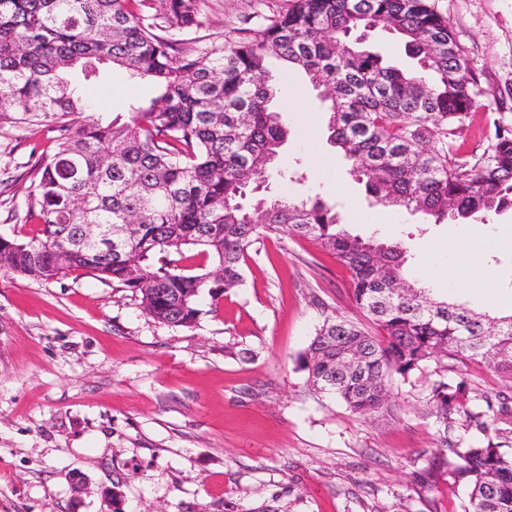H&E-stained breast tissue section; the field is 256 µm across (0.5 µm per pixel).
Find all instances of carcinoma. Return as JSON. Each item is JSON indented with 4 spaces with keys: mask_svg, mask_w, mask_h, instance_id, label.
Returning a JSON list of instances; mask_svg holds the SVG:
<instances>
[{
    "mask_svg": "<svg viewBox=\"0 0 512 512\" xmlns=\"http://www.w3.org/2000/svg\"><path fill=\"white\" fill-rule=\"evenodd\" d=\"M200 25L198 0H0V114L41 116L55 133L28 203L39 228L0 238V269L84 270L140 295L158 322L193 327L203 294L241 285L260 237L294 234L349 270L368 321L324 316L302 355L319 391L388 414L392 377L442 357L512 382V314L416 286L401 244L351 233L318 195L268 194L269 158L290 136L273 102L302 72L330 102V142L378 203L435 224L512 209V124L493 119L479 155L449 138L481 105L447 19L430 0H293L222 47L179 53L170 31ZM378 27L404 39L417 69L365 45ZM114 68L158 90L126 119L95 115L82 93ZM192 249L202 262L188 266ZM472 391L455 370L430 385L440 429L424 473L448 467L468 490L464 512H512V395L476 410ZM458 425L481 438H452Z\"/></svg>",
    "mask_w": 512,
    "mask_h": 512,
    "instance_id": "1",
    "label": "carcinoma"
}]
</instances>
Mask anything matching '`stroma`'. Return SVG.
I'll return each mask as SVG.
<instances>
[{"label":"stroma","instance_id":"35a3bbf8","mask_svg":"<svg viewBox=\"0 0 512 512\" xmlns=\"http://www.w3.org/2000/svg\"><path fill=\"white\" fill-rule=\"evenodd\" d=\"M464 48L482 111L452 137L487 145L490 118L512 123V0H432ZM289 0H200L203 25L181 50L223 46ZM302 109L270 181L275 194H320L355 234L401 243L413 279L477 310H512V209L481 222L424 224L369 196L327 140L324 104L302 84ZM97 112L127 114L153 87L114 71L92 86ZM51 136L46 123L0 120V233L28 235L27 200ZM327 158L333 182L315 169ZM375 217L358 224L354 212ZM477 243L493 287L448 282V256ZM243 283L202 296L190 328L148 315L136 295L84 271L50 280L0 271V512H464L447 473L420 484L437 431L431 372L393 378L392 413L366 417L315 390L299 367L322 309L359 322L350 274L309 239L260 238Z\"/></svg>","mask_w":512,"mask_h":512}]
</instances>
